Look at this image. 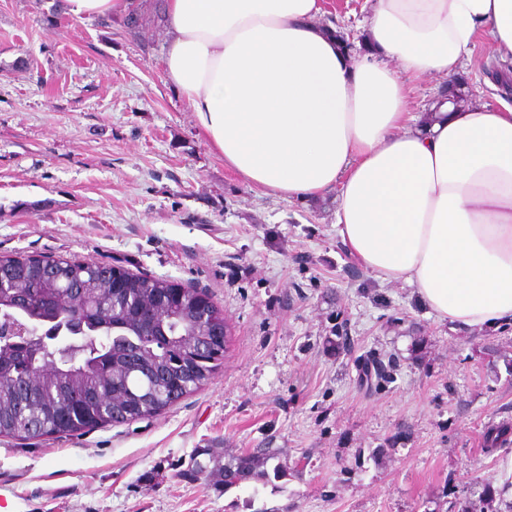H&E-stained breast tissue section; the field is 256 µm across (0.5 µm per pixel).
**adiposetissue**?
I'll return each instance as SVG.
<instances>
[{
  "label": "adipose tissue",
  "mask_w": 512,
  "mask_h": 512,
  "mask_svg": "<svg viewBox=\"0 0 512 512\" xmlns=\"http://www.w3.org/2000/svg\"><path fill=\"white\" fill-rule=\"evenodd\" d=\"M369 2L354 53L322 0H165L166 76L247 184L335 195L337 235L377 278L453 329L512 326V101L407 106L478 33L512 58V0Z\"/></svg>",
  "instance_id": "obj_1"
}]
</instances>
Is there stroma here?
Here are the masks:
<instances>
[{"label": "stroma", "instance_id": "35a3bbf8", "mask_svg": "<svg viewBox=\"0 0 512 512\" xmlns=\"http://www.w3.org/2000/svg\"><path fill=\"white\" fill-rule=\"evenodd\" d=\"M319 20L359 40L366 0ZM79 21L56 0H0V255H60L205 289L227 349L158 415L67 437H0V512H496L484 497L512 446V327L452 329L400 281L365 270L336 234V202L245 184L165 76L158 0ZM512 60L479 37L466 102L497 104ZM350 352L328 350L337 326ZM394 359L365 391L356 357ZM276 448L265 485L225 489V457ZM203 468L186 476L190 461ZM512 431L510 422L499 425H491L483 433V451L487 455L494 454L502 449L509 441V435Z\"/></svg>", "mask_w": 512, "mask_h": 512}]
</instances>
